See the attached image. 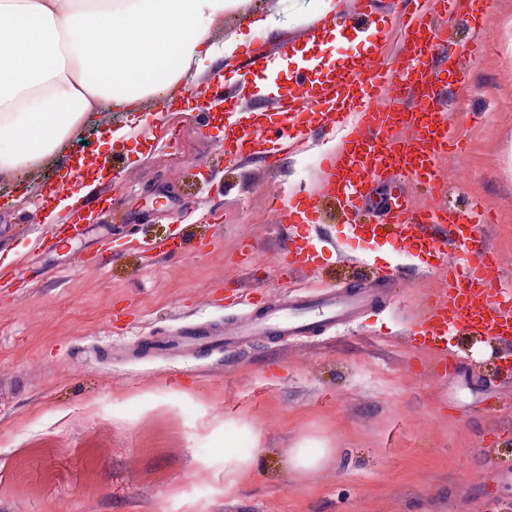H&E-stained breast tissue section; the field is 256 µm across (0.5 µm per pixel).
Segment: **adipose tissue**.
Listing matches in <instances>:
<instances>
[{
  "mask_svg": "<svg viewBox=\"0 0 512 512\" xmlns=\"http://www.w3.org/2000/svg\"><path fill=\"white\" fill-rule=\"evenodd\" d=\"M248 0H0V177L33 170L89 113L136 112L215 45L214 23Z\"/></svg>",
  "mask_w": 512,
  "mask_h": 512,
  "instance_id": "1",
  "label": "adipose tissue"
}]
</instances>
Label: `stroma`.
<instances>
[{"instance_id": "obj_1", "label": "stroma", "mask_w": 512, "mask_h": 512, "mask_svg": "<svg viewBox=\"0 0 512 512\" xmlns=\"http://www.w3.org/2000/svg\"><path fill=\"white\" fill-rule=\"evenodd\" d=\"M317 0H251L273 36L252 49L305 47ZM485 50L463 56L465 85L447 92L453 140L440 180L408 177L415 206L445 197L495 204L477 248L512 286V0L479 19ZM243 51L198 71L219 74L244 109ZM125 139L101 144L103 129ZM330 139L275 163L228 160L222 129L190 107L146 98L137 112H96L38 170L0 178V512H512V342L449 340L448 368L417 322L445 262L373 248L350 234L333 202L312 230L315 270L288 264L297 233L274 194H311L326 177ZM124 158L109 213L73 244L38 248L52 227L36 206L71 155ZM205 164L208 177L197 174ZM172 256L145 246L170 233ZM395 269L383 299L314 335L257 336L222 352L159 353L185 331L233 334L265 302L359 290ZM233 439L250 466L224 468ZM332 449L315 474L289 469L299 442ZM205 474L197 484V474Z\"/></svg>"}]
</instances>
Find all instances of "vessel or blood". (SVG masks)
<instances>
[{
  "label": "vessel or blood",
  "instance_id": "1",
  "mask_svg": "<svg viewBox=\"0 0 512 512\" xmlns=\"http://www.w3.org/2000/svg\"><path fill=\"white\" fill-rule=\"evenodd\" d=\"M400 2L398 51L387 53L385 44L377 42L369 57L348 54L318 77L297 76L295 89L279 97L273 111L254 110L250 125L235 122L238 106L222 83L208 87L197 110L208 117L215 108H223L226 155L274 161L303 150L317 137L338 134L339 145L326 161L329 174L319 195L349 210L371 196L380 181L397 175L434 182L436 161L452 139L450 115L440 104L442 89L468 81L459 54L475 56L482 50L478 35L460 39L457 24L474 20L490 0ZM393 88L400 89L403 102L388 98ZM276 202L281 223L318 221L313 201L299 207L280 196ZM489 220L486 202L476 201L462 210L442 205L420 210L394 187L385 210L373 222L352 225L351 230L404 251L416 249L439 259L453 254L443 288L428 303L430 340L444 342L452 334L499 339L512 336V289L496 287L495 260L472 253L469 246L480 225ZM84 222L83 215H70L56 225L53 240L67 245L82 233ZM345 309L332 292L313 307L305 302L290 307L277 300L238 333L303 336L319 323H335Z\"/></svg>",
  "mask_w": 512,
  "mask_h": 512
}]
</instances>
